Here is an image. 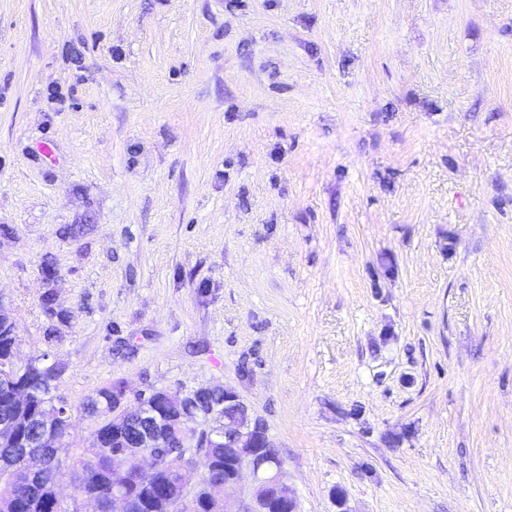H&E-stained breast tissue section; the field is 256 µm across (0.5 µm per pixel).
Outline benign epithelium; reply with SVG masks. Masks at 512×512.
Returning <instances> with one entry per match:
<instances>
[{"instance_id": "1", "label": "benign epithelium", "mask_w": 512, "mask_h": 512, "mask_svg": "<svg viewBox=\"0 0 512 512\" xmlns=\"http://www.w3.org/2000/svg\"><path fill=\"white\" fill-rule=\"evenodd\" d=\"M211 389H193L172 392L166 388L150 387L130 393L121 386L112 413L140 427L133 439L132 447L139 449L137 465L147 472L158 468L155 448H171L169 459L180 474L179 488L165 496L151 501L149 512H261V504L267 499L276 500L284 512H296L295 497L284 481L281 463L264 454L269 443L265 428L248 422L251 418L248 406L240 396L229 388L219 390L224 402L236 407L237 413L224 416L217 408L202 409L190 403V399ZM60 412L57 409L46 412L42 418L44 436L35 442L36 452L24 454L15 465L16 475H23L29 483L39 479L47 468L58 473L68 460L60 456L62 442L57 436ZM224 447V460L231 465V473L224 478L220 488L226 490L224 502L217 505L211 500L210 509L203 511L197 503L198 489L203 481L189 487L188 469L196 459L204 458V453H196L197 448ZM249 473L254 484L249 503L227 494V490L237 486L244 473ZM124 471L112 472V500L109 512H137L133 497L121 491ZM70 512H86L85 505L93 504V512H102L97 501L89 498L78 489V482L72 481L71 493L66 500Z\"/></svg>"}]
</instances>
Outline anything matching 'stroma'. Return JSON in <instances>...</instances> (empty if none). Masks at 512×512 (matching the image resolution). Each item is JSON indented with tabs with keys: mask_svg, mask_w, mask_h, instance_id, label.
Masks as SVG:
<instances>
[{
	"mask_svg": "<svg viewBox=\"0 0 512 512\" xmlns=\"http://www.w3.org/2000/svg\"><path fill=\"white\" fill-rule=\"evenodd\" d=\"M1 224L69 455L226 386L298 512H512V0H0Z\"/></svg>",
	"mask_w": 512,
	"mask_h": 512,
	"instance_id": "35a3bbf8",
	"label": "stroma"
}]
</instances>
